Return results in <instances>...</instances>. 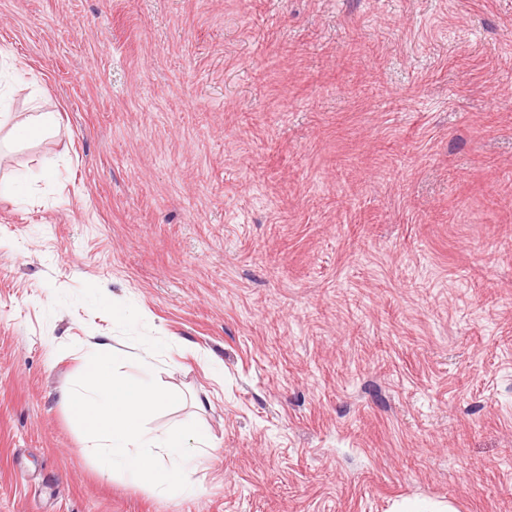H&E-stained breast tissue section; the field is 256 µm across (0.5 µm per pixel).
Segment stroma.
Returning <instances> with one entry per match:
<instances>
[{
    "label": "stroma",
    "instance_id": "stroma-1",
    "mask_svg": "<svg viewBox=\"0 0 512 512\" xmlns=\"http://www.w3.org/2000/svg\"><path fill=\"white\" fill-rule=\"evenodd\" d=\"M0 90V512H512V0H0ZM86 283L194 494L86 448ZM56 132L57 124L51 112L30 116L13 128L14 138L25 142L44 140L54 136Z\"/></svg>",
    "mask_w": 512,
    "mask_h": 512
}]
</instances>
